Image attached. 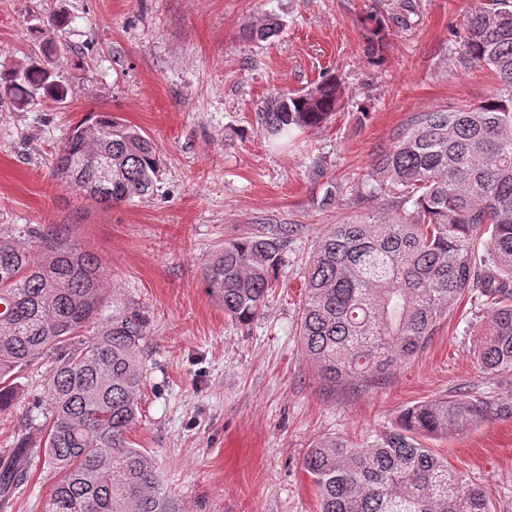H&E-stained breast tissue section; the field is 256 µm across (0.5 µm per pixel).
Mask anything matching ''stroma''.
<instances>
[{
    "instance_id": "stroma-1",
    "label": "stroma",
    "mask_w": 512,
    "mask_h": 512,
    "mask_svg": "<svg viewBox=\"0 0 512 512\" xmlns=\"http://www.w3.org/2000/svg\"><path fill=\"white\" fill-rule=\"evenodd\" d=\"M486 0H0V53L60 51L65 103H0V234L69 224L107 267L119 302L139 307L147 386L131 438L151 454L187 512H318L308 448L328 438L375 444L420 402L455 395L512 404V375L477 357L485 311L454 305L425 349L358 385L321 379L296 334L303 279L327 225L357 213L361 178L419 112L487 98L488 71L455 61L450 28ZM387 27L378 60L363 52L362 17ZM69 23L54 33L57 14ZM277 18L264 40L246 30ZM345 111L271 142L257 113L279 92L325 76ZM90 112H111L151 138L153 192L102 208L53 176L54 152ZM289 229L285 265L261 314L226 317L200 281L224 240ZM49 359L19 372L0 414V452L28 416L48 410ZM491 512H512V417L429 438Z\"/></svg>"
}]
</instances>
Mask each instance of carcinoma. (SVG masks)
Listing matches in <instances>:
<instances>
[{
  "label": "carcinoma",
  "mask_w": 512,
  "mask_h": 512,
  "mask_svg": "<svg viewBox=\"0 0 512 512\" xmlns=\"http://www.w3.org/2000/svg\"><path fill=\"white\" fill-rule=\"evenodd\" d=\"M456 60L497 81L483 101L420 112L362 178L371 205L331 224L306 268L298 336L330 382H365L420 352L466 296L489 309L478 360L512 373V0H491L455 28ZM0 87L26 108L63 102L67 87L47 56L0 61ZM343 108L340 80L268 100L259 123L274 138L318 127ZM160 158L150 139L110 112L89 113L55 149V175L72 191L112 206L153 190ZM489 231L482 253L475 245ZM39 250L0 236V413L13 409L15 375L55 356L45 381L50 411L37 427L54 471L44 512H184L130 433L147 382L140 311L112 301L93 253L71 244V225L31 230ZM288 230L235 238L202 263L206 292L241 325L258 316L284 263ZM92 332L83 342L80 337ZM467 395L407 408L370 448L330 438L309 449L319 512H490L485 490L462 482L421 441L478 427L493 411ZM27 438L0 456V508L32 470Z\"/></svg>",
  "instance_id": "1"
}]
</instances>
